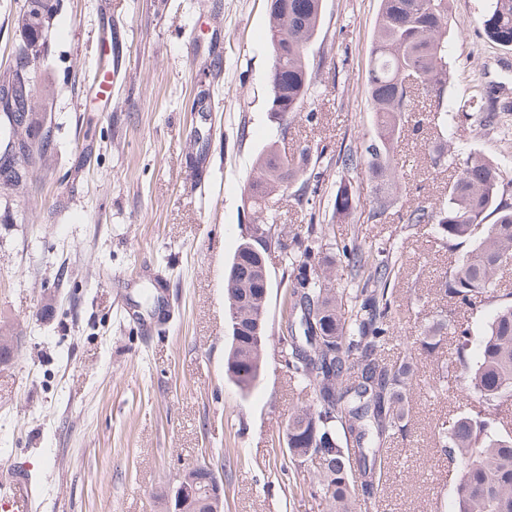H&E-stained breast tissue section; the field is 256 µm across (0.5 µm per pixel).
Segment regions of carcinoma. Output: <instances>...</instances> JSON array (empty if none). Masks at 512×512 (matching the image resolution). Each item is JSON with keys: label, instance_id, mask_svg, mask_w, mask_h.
<instances>
[{"label": "carcinoma", "instance_id": "carcinoma-1", "mask_svg": "<svg viewBox=\"0 0 512 512\" xmlns=\"http://www.w3.org/2000/svg\"><path fill=\"white\" fill-rule=\"evenodd\" d=\"M54 10L53 0H46L40 27L17 16L14 63L24 59V41L48 44ZM322 12L323 0H288L285 13L279 0H270L269 111L282 119L296 116L307 100L311 77L306 55ZM482 26L492 42L512 50V0H492ZM449 28V0H380L368 71L377 130L336 159L342 169L360 171L375 184L373 218L392 203L399 139L406 134L417 99L428 103L427 125L435 139L445 144L453 139L446 95ZM411 76L415 81H408ZM36 87L34 82L16 90L28 101L31 115L47 110ZM473 103L484 113L485 126L498 128L504 142L512 140V126L498 120V113L512 112V105H497L491 88L473 96ZM49 156L51 151L30 142L19 157L1 162L0 192L13 195L27 189L46 169ZM447 164L453 165L454 174L446 198L430 208L407 211L405 223L433 224L442 246L464 252L444 272L441 291L447 308L422 330L408 353L390 359L386 348L404 316L390 289L403 274V247L366 245L355 235L335 242L349 267L346 285H340L336 272L321 258L331 225L308 224L296 252L269 207L275 192L302 177L314 182L312 193H317L324 171L307 148L287 158L271 144L256 157L257 173L247 191L258 223L275 237L284 262L293 320L278 344L304 399L288 417L285 453L292 461L315 463L313 488L328 512L375 509L376 495L390 479L388 451L407 432L420 353L437 363L433 396L458 388L477 395L466 412L449 417L434 431L436 447L460 467L451 512H512V433L492 427L512 400V291L499 288V275L512 266V181L506 178L512 154L499 160L475 153L452 156L442 149L429 154L431 168ZM331 207L338 216L354 213L357 200L351 182H339ZM492 214L495 222L486 223ZM235 257L239 271H228L224 288L237 297V314L228 317H237L241 334L238 345H230L225 372L246 395L265 367L267 337L254 336L251 326L267 310V300L243 247ZM462 307L493 309L481 335H470L455 319L453 311ZM449 336L455 337L456 348L446 354L443 341Z\"/></svg>", "mask_w": 512, "mask_h": 512}]
</instances>
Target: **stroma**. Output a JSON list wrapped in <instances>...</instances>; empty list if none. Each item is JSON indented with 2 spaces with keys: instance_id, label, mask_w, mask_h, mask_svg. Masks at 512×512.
Masks as SVG:
<instances>
[{
  "instance_id": "stroma-1",
  "label": "stroma",
  "mask_w": 512,
  "mask_h": 512,
  "mask_svg": "<svg viewBox=\"0 0 512 512\" xmlns=\"http://www.w3.org/2000/svg\"><path fill=\"white\" fill-rule=\"evenodd\" d=\"M491 0H452L448 123L458 148L499 158L470 101L477 86L512 103V50L481 24ZM380 0H323L307 60L315 83L300 114L281 125L268 110L272 53L267 0H58L42 79L52 82L57 126L46 175L25 194L0 197V324L18 341L0 367V467L29 470L36 512H165L188 469L206 462L224 479V512H327L312 495L314 468L278 453L298 388L279 355L284 266L271 257L267 363L248 395L225 374L231 342L224 274L248 221L245 187L258 153L310 147L328 171L317 203L330 215L340 179L356 211L337 238L401 241L395 284L408 305L390 358L432 323L448 266L434 225L407 226L406 210L444 194L447 173L423 163L430 132L401 142L392 205L370 219L374 184L335 166L340 150L373 132L367 93ZM125 60L112 102L88 92L110 52ZM302 181L270 200L287 234L309 222ZM161 272L156 286L151 271ZM162 288L164 321H130L144 294ZM436 371L419 361L410 433L391 450L392 477L377 512H447L458 468L433 432L458 405L426 398Z\"/></svg>"
}]
</instances>
